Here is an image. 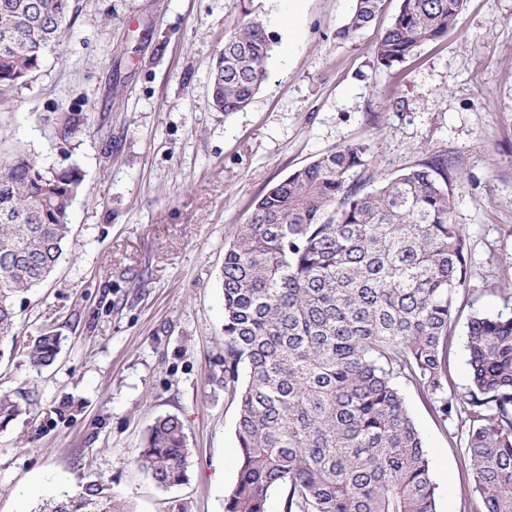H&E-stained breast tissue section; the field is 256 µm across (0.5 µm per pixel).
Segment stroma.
Wrapping results in <instances>:
<instances>
[{
	"mask_svg": "<svg viewBox=\"0 0 512 512\" xmlns=\"http://www.w3.org/2000/svg\"><path fill=\"white\" fill-rule=\"evenodd\" d=\"M354 0H74L62 44L33 81L0 93V161L31 154L79 168L70 244L18 306L19 343L52 329L51 366L0 360V390L26 413L0 429V512H36L95 480L135 512H224L238 448L224 397V249L275 183L329 150L363 142L392 176L448 161L470 267L455 298L469 316L512 292V0H466L454 26L392 72L374 46L399 0L338 38ZM258 16L273 36L268 77L242 110H215L210 66ZM86 117L69 137L60 113ZM426 438L438 512L479 492L456 427L406 398ZM184 423L186 484L162 489L133 463L157 417Z\"/></svg>",
	"mask_w": 512,
	"mask_h": 512,
	"instance_id": "1",
	"label": "stroma"
}]
</instances>
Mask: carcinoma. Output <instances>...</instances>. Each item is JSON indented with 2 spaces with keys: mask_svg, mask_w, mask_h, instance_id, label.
Instances as JSON below:
<instances>
[{
  "mask_svg": "<svg viewBox=\"0 0 512 512\" xmlns=\"http://www.w3.org/2000/svg\"><path fill=\"white\" fill-rule=\"evenodd\" d=\"M384 0H356L338 35L368 26ZM466 0H401L375 45L390 71L448 32ZM73 0H0V89L35 78L59 44ZM273 37L252 17L211 71L216 110L237 112L267 77ZM363 143L325 153L271 187L224 251V394L236 403L237 480L224 512H437L426 439L404 390L466 433L463 460L480 488L470 512H512V310L472 316L462 341L468 383L448 396L456 292L469 250L439 159L378 176ZM78 169L18 152L0 164V349L17 348L16 302L54 271L71 238ZM62 338L22 348L52 365ZM25 412L0 394V428ZM135 463L161 488L188 480L181 419L159 417ZM39 512H131L104 482L47 498Z\"/></svg>",
  "mask_w": 512,
  "mask_h": 512,
  "instance_id": "1",
  "label": "carcinoma"
}]
</instances>
